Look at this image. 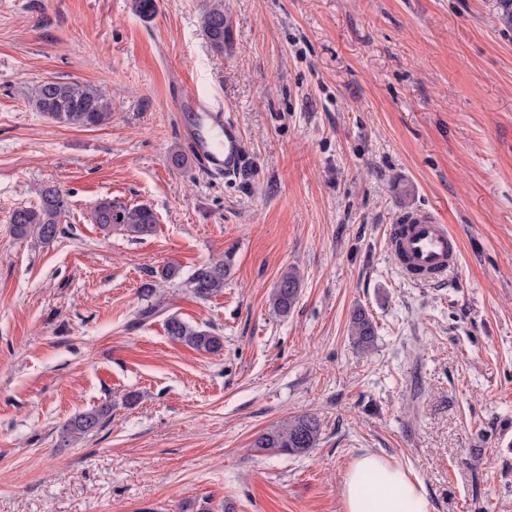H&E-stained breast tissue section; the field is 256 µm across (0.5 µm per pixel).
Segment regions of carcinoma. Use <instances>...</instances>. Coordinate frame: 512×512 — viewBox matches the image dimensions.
Returning <instances> with one entry per match:
<instances>
[{"label":"carcinoma","instance_id":"obj_1","mask_svg":"<svg viewBox=\"0 0 512 512\" xmlns=\"http://www.w3.org/2000/svg\"><path fill=\"white\" fill-rule=\"evenodd\" d=\"M203 31L211 47L224 52L230 40L228 19L224 15V0H208L203 14ZM28 104L49 120L77 128L98 127L112 120V101L99 87L77 82L44 81L28 96ZM71 202L66 194L54 186L39 191V203L20 206L13 210L9 224L19 237L29 235L42 244L53 242L60 234V224L70 213ZM95 223L104 229L118 227L136 239L155 232L157 217L147 206H133L102 200L94 209ZM229 258L213 260L196 268L187 278L186 287L199 299H209L224 289L229 272ZM300 274L290 268L282 273L272 294L273 309L281 316L288 315L298 298ZM167 335L206 353L224 349L223 339L212 332L193 326L177 315L165 321ZM353 346L369 351L375 343V326L366 312H353L350 325ZM110 408L106 405L80 412L62 428L63 438L76 441L100 431L109 421ZM320 420L312 415L288 418L258 436L254 447L276 450L281 454L300 456L316 447L321 437Z\"/></svg>","mask_w":512,"mask_h":512}]
</instances>
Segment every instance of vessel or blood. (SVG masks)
Wrapping results in <instances>:
<instances>
[{"mask_svg": "<svg viewBox=\"0 0 512 512\" xmlns=\"http://www.w3.org/2000/svg\"><path fill=\"white\" fill-rule=\"evenodd\" d=\"M185 111L182 135L209 171L235 175L242 171L246 159L241 133L225 120L207 96L192 95L179 101ZM388 244L404 273L415 283L444 279L459 263V244L447 225L425 210L404 212L392 225Z\"/></svg>", "mask_w": 512, "mask_h": 512, "instance_id": "vessel-or-blood-1", "label": "vessel or blood"}]
</instances>
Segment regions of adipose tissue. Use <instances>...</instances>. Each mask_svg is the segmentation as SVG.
Returning a JSON list of instances; mask_svg holds the SVG:
<instances>
[{
	"label": "adipose tissue",
	"mask_w": 512,
	"mask_h": 512,
	"mask_svg": "<svg viewBox=\"0 0 512 512\" xmlns=\"http://www.w3.org/2000/svg\"><path fill=\"white\" fill-rule=\"evenodd\" d=\"M347 512H434L422 483L373 453L358 456L346 480Z\"/></svg>",
	"instance_id": "ef3b65f1"
}]
</instances>
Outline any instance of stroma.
Masks as SVG:
<instances>
[{
	"mask_svg": "<svg viewBox=\"0 0 512 512\" xmlns=\"http://www.w3.org/2000/svg\"><path fill=\"white\" fill-rule=\"evenodd\" d=\"M0 0V512H346L375 453L435 512H512V27L497 0ZM90 83L112 121H49L26 94ZM206 94L242 133L247 168L206 170L174 97ZM56 186L71 210L44 245L13 209ZM110 199L149 206L151 236L95 224ZM461 242L442 284L407 280L388 247L402 212ZM230 255L223 292L182 278ZM179 277L164 280L163 267ZM288 316L271 297L287 268ZM152 294H145V287ZM165 309L148 320L152 298ZM376 327L353 347L350 317ZM222 336L172 340L167 315ZM108 404L66 444L75 414ZM317 416L301 456L255 448ZM203 31L216 52H223L230 40L228 19L224 15V1L210 0L203 14ZM300 274L288 268L280 276L277 286L272 294L273 309L281 316H288L292 311L300 290ZM350 336L353 346L362 351H370L375 343V326L363 309L353 312L350 322ZM110 408L101 405L91 410L80 412L70 418L62 428L63 438L77 441L82 437L93 435L100 431L109 421Z\"/></svg>",
	"mask_w": 512,
	"mask_h": 512,
	"instance_id": "1",
	"label": "stroma"
}]
</instances>
